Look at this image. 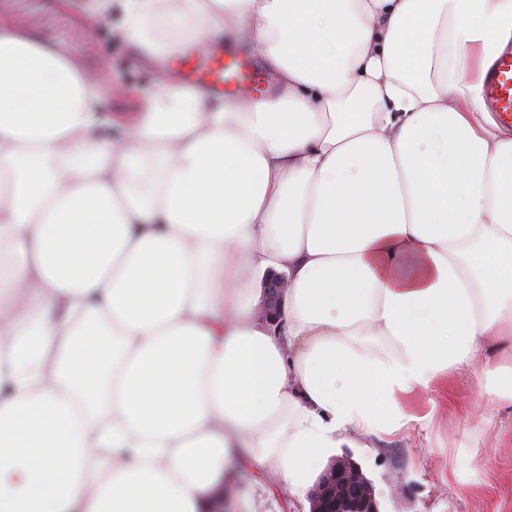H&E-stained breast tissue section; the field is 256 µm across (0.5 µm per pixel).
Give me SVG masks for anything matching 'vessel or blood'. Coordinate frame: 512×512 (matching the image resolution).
Segmentation results:
<instances>
[{
  "mask_svg": "<svg viewBox=\"0 0 512 512\" xmlns=\"http://www.w3.org/2000/svg\"><path fill=\"white\" fill-rule=\"evenodd\" d=\"M178 67L190 81L206 90L221 94L251 82L252 74L236 51L215 45L202 57L179 56ZM484 95L489 107L503 124L512 123V51L502 53L488 71L484 82Z\"/></svg>",
  "mask_w": 512,
  "mask_h": 512,
  "instance_id": "b4317fda",
  "label": "vessel or blood"
}]
</instances>
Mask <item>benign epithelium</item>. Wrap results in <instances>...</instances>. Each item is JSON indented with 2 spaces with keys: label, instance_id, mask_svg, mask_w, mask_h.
Listing matches in <instances>:
<instances>
[{
  "label": "benign epithelium",
  "instance_id": "7a95c632",
  "mask_svg": "<svg viewBox=\"0 0 512 512\" xmlns=\"http://www.w3.org/2000/svg\"><path fill=\"white\" fill-rule=\"evenodd\" d=\"M288 288L286 276L274 273L264 281L261 316L278 322ZM308 512H380L372 481L348 454L334 458L323 469L308 494Z\"/></svg>",
  "mask_w": 512,
  "mask_h": 512
}]
</instances>
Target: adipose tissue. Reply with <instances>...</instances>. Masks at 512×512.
Wrapping results in <instances>:
<instances>
[{
	"label": "adipose tissue",
	"instance_id": "adipose-tissue-1",
	"mask_svg": "<svg viewBox=\"0 0 512 512\" xmlns=\"http://www.w3.org/2000/svg\"><path fill=\"white\" fill-rule=\"evenodd\" d=\"M161 65L244 43L272 91L157 76L119 137L63 50L0 25V512H215L239 453L294 497L326 449L512 402V0H88ZM285 273L278 324L251 284ZM484 95L503 124L512 123V51L502 53L488 71Z\"/></svg>",
	"mask_w": 512,
	"mask_h": 512
}]
</instances>
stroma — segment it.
<instances>
[{
  "mask_svg": "<svg viewBox=\"0 0 512 512\" xmlns=\"http://www.w3.org/2000/svg\"><path fill=\"white\" fill-rule=\"evenodd\" d=\"M0 21L39 44L67 47L114 123L128 125L143 111L155 67L110 34L89 31L82 0H0ZM480 393L472 372L452 373L435 388L434 426L372 448L352 444L381 512H512V499L501 497L512 488V405L493 406L491 426L474 427L466 413Z\"/></svg>",
  "mask_w": 512,
  "mask_h": 512,
  "instance_id": "stroma-1",
  "label": "stroma"
}]
</instances>
